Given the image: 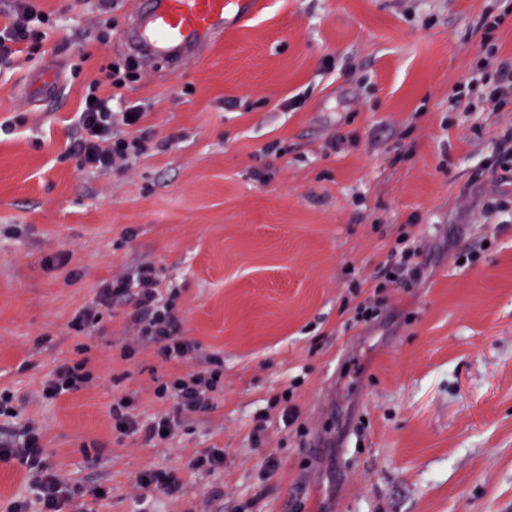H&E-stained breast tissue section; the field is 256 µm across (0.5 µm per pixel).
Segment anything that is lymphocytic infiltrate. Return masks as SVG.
<instances>
[{
    "mask_svg": "<svg viewBox=\"0 0 512 512\" xmlns=\"http://www.w3.org/2000/svg\"><path fill=\"white\" fill-rule=\"evenodd\" d=\"M37 13L32 5H19L13 21L0 30V62L9 61L13 45L40 43L43 34L32 29L31 21ZM125 76L120 67L108 66L104 81L94 82L86 98H83L78 116L77 134L70 144L71 153L78 157L82 166L96 170H107L114 166L129 164L146 149L145 137L131 139L121 137L118 126L128 124L130 118H142L138 107L130 106L117 112L112 108L111 98L102 96V85L121 88ZM132 299L134 309L130 315L131 327L137 340L153 344L157 356L165 362L174 360L194 364V371L172 381L159 383L155 389L158 399H171L176 403L175 415H162L143 423L129 413L130 398H120L112 405L115 427L120 434L142 436L145 442L164 441L171 437L181 415L212 410L210 398L221 379L215 370L201 369L202 358L196 342L180 334V323L165 300L151 265H143L130 274L106 285L97 297L94 306L82 311L77 319L84 327L100 321L101 308L111 306L116 299ZM87 360L65 363L57 367L42 388L47 399H56L85 387L92 379L87 369ZM0 459H15L33 475L32 486L36 491L35 501L18 499L11 503L8 512H30L32 503H39L40 512H64L71 505L72 497L65 491V479L43 460L40 451V434L33 424H25L22 440L0 439Z\"/></svg>",
    "mask_w": 512,
    "mask_h": 512,
    "instance_id": "obj_1",
    "label": "lymphocytic infiltrate"
}]
</instances>
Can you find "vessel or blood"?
<instances>
[{"label": "vessel or blood", "mask_w": 512, "mask_h": 512, "mask_svg": "<svg viewBox=\"0 0 512 512\" xmlns=\"http://www.w3.org/2000/svg\"><path fill=\"white\" fill-rule=\"evenodd\" d=\"M264 6L265 0H132L124 41L145 61L161 58L175 70Z\"/></svg>", "instance_id": "obj_1"}]
</instances>
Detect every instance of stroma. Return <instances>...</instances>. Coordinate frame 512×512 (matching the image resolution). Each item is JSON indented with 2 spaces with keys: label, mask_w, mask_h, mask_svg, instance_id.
<instances>
[{
  "label": "stroma",
  "mask_w": 512,
  "mask_h": 512,
  "mask_svg": "<svg viewBox=\"0 0 512 512\" xmlns=\"http://www.w3.org/2000/svg\"><path fill=\"white\" fill-rule=\"evenodd\" d=\"M266 2L178 73L131 67L114 95L147 149L100 171L67 149L88 85L127 62V0H36L40 49L0 65V436L35 421L83 512H512V97L452 108L478 62L512 60V0ZM51 64L57 92L28 95ZM403 238L423 275L382 286ZM141 264L222 373L214 410L155 443L112 404L173 413L154 389L190 365L121 358L130 302L76 325ZM83 357L93 382L43 399ZM138 485L142 488H154L169 494L179 490V482L174 474L167 472H144L138 477Z\"/></svg>",
  "instance_id": "stroma-1"
}]
</instances>
